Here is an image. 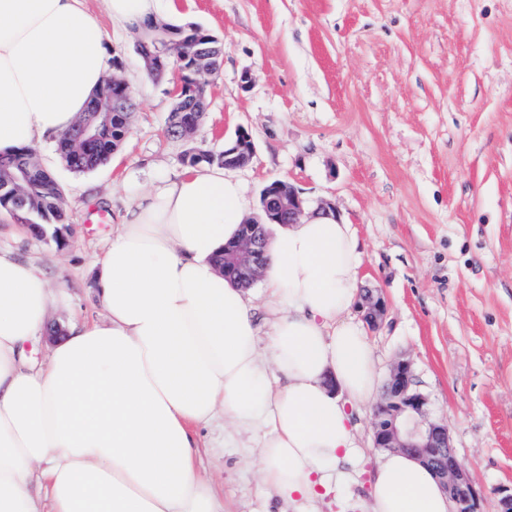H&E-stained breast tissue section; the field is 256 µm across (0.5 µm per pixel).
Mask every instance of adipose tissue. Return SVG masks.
Wrapping results in <instances>:
<instances>
[{
  "instance_id": "obj_1",
  "label": "adipose tissue",
  "mask_w": 512,
  "mask_h": 512,
  "mask_svg": "<svg viewBox=\"0 0 512 512\" xmlns=\"http://www.w3.org/2000/svg\"><path fill=\"white\" fill-rule=\"evenodd\" d=\"M109 67L81 0H0V151L58 137ZM248 214L241 184L189 170L141 195L96 262L102 320L64 327L31 361L54 294L0 249V512H224L199 469L198 430L222 422L259 450V477L290 512L343 488L362 447L355 415L380 376L358 300L362 252L350 224H274L263 305L215 263ZM272 315L258 349L257 312ZM435 472L395 450L368 512H452Z\"/></svg>"
}]
</instances>
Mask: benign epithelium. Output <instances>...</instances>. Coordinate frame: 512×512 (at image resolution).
<instances>
[{
	"instance_id": "7a95c632",
	"label": "benign epithelium",
	"mask_w": 512,
	"mask_h": 512,
	"mask_svg": "<svg viewBox=\"0 0 512 512\" xmlns=\"http://www.w3.org/2000/svg\"><path fill=\"white\" fill-rule=\"evenodd\" d=\"M210 37L174 44L180 67L175 69L177 79L172 93L174 111L189 114L188 120L177 123L178 130H193L207 107L196 96L206 78L214 75L223 64L222 54L205 45ZM142 53L150 63V71L163 75L169 70V51L161 49L156 41L144 40ZM122 57H112V85L102 96L106 109L101 112L104 123L127 122L126 114L136 108L129 85L120 77ZM224 168L234 170L249 165L254 156L251 135L241 129L235 138L224 142ZM261 210L266 221L253 216L245 224V233L234 244L233 265L239 282L254 283L267 260L266 233L263 223L294 224L307 213V202L292 183L273 180L260 194ZM362 308L366 322L374 327L385 312L384 298L367 293L363 295ZM427 398L413 389L411 361H396L389 374L382 399L376 406L372 419L374 447L382 450L402 449L416 453L424 459L440 478L442 485L455 505V512H484L481 499L466 471L451 450L448 424L428 416Z\"/></svg>"
}]
</instances>
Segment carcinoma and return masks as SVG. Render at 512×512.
Returning a JSON list of instances; mask_svg holds the SVG:
<instances>
[{"label":"carcinoma","mask_w":512,"mask_h":512,"mask_svg":"<svg viewBox=\"0 0 512 512\" xmlns=\"http://www.w3.org/2000/svg\"><path fill=\"white\" fill-rule=\"evenodd\" d=\"M168 28L175 40L203 36V31L193 24L170 23ZM122 143V131L118 128H101L98 139L90 145L78 140L70 129L57 139V153L69 169L84 173L107 163ZM203 154L205 150L192 147L187 151L185 160L192 167L202 163L224 165L223 156L205 158ZM11 181L19 185L22 203L1 195L0 208L30 216L44 232L52 234L56 244H65L62 191L52 174L37 161L35 149L20 146L0 155V185Z\"/></svg>","instance_id":"obj_1"}]
</instances>
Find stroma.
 Wrapping results in <instances>:
<instances>
[{"mask_svg":"<svg viewBox=\"0 0 512 512\" xmlns=\"http://www.w3.org/2000/svg\"><path fill=\"white\" fill-rule=\"evenodd\" d=\"M83 5L107 51L123 56L137 106L122 147L96 170L71 171L55 142L38 148L63 191L65 246L0 211V247L58 295L52 320L101 319L93 266L134 197L185 172L188 144L219 152L247 129L254 157L232 175L251 208L273 179L335 205L360 242V286L387 303L366 331L380 375L411 360L414 388L447 422L478 495L512 494V0H160L158 20L198 24L224 43L209 108L186 140L166 133L173 81L147 77L139 31L113 24L106 0ZM372 415L356 418L366 452L349 485L319 512H366L383 456ZM199 438L224 512H280L246 437L206 427Z\"/></svg>","mask_w":512,"mask_h":512,"instance_id":"stroma-1","label":"stroma"}]
</instances>
